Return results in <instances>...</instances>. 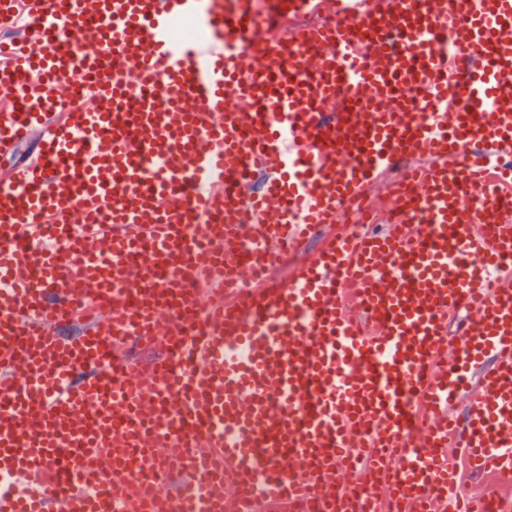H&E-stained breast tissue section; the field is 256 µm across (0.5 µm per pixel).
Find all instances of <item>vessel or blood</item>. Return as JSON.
Segmentation results:
<instances>
[{
    "mask_svg": "<svg viewBox=\"0 0 512 512\" xmlns=\"http://www.w3.org/2000/svg\"><path fill=\"white\" fill-rule=\"evenodd\" d=\"M28 6L31 35L0 43V155L39 143L0 181V472L27 486L0 512H112L120 496L128 512H224L227 482L243 508L368 512L345 483L360 463L390 504L429 512L448 447L512 473V286L488 278L512 260V198L488 191L512 184L493 164L512 144V0H332L328 25L279 37L252 0ZM177 19L201 38H174ZM69 77L100 103L51 122ZM416 154L435 162L404 171L416 191L397 197L399 231L332 236L287 284L203 309L208 335L183 333L189 288L243 238L288 255ZM259 163L272 174L246 194ZM104 214L106 255L89 235ZM89 300L108 318L55 336ZM163 323L195 360L174 392L157 385L166 360L112 365L114 337L152 340ZM466 367L461 428L449 412ZM175 471L196 476L188 494L165 493Z\"/></svg>",
    "mask_w": 512,
    "mask_h": 512,
    "instance_id": "1",
    "label": "vessel or blood"
}]
</instances>
